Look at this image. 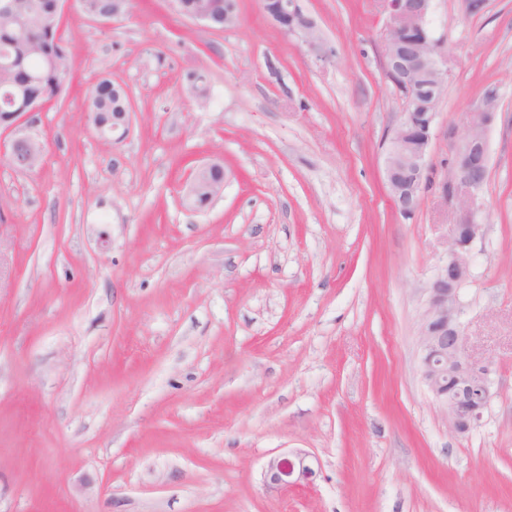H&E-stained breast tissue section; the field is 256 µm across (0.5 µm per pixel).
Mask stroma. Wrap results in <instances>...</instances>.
Instances as JSON below:
<instances>
[{
    "instance_id": "35a3bbf8",
    "label": "stroma",
    "mask_w": 512,
    "mask_h": 512,
    "mask_svg": "<svg viewBox=\"0 0 512 512\" xmlns=\"http://www.w3.org/2000/svg\"><path fill=\"white\" fill-rule=\"evenodd\" d=\"M298 5L331 56L263 0L221 31L175 0L62 11L43 164L0 155V512H512V0L433 2L448 79L408 216L384 176L405 101L380 0ZM108 76L133 109L118 142L91 117ZM488 95L467 210L440 184ZM211 163L223 191L187 208ZM464 222L481 230L460 320L492 399L457 435L421 379L419 327ZM291 452L315 479L268 490L267 461ZM83 9L85 12L98 20L114 19L123 15H126L130 11V5L132 0H116L123 2V9L117 11L112 15V1L113 0H83Z\"/></svg>"
}]
</instances>
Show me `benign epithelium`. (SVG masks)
I'll return each mask as SVG.
<instances>
[{
	"label": "benign epithelium",
	"instance_id": "7a95c632",
	"mask_svg": "<svg viewBox=\"0 0 512 512\" xmlns=\"http://www.w3.org/2000/svg\"><path fill=\"white\" fill-rule=\"evenodd\" d=\"M386 23L382 34L386 77L406 99V112L389 138L385 177L395 208L413 213L429 181L427 158L434 139L437 104L445 90L437 41L430 28L433 0H383ZM264 10L287 35L298 36L310 49L322 45L316 23L305 15L295 0H265ZM495 101L488 98L477 112L470 113L468 125L457 149L458 165L443 194L453 189L464 204L474 201V189L487 168L485 132L493 118ZM37 104H24L12 113L3 129L14 132L4 155L16 168L29 169V155L15 154L21 140H37L30 117ZM481 229L479 224H452L447 231L448 261L427 288L426 307L419 336L420 371L435 401L446 412L448 427L457 434L469 432L481 419L491 399V366L467 350L468 336L460 322L459 286L469 274V246ZM301 452L270 458L264 469V483L279 490L309 483L315 471Z\"/></svg>",
	"mask_w": 512,
	"mask_h": 512
}]
</instances>
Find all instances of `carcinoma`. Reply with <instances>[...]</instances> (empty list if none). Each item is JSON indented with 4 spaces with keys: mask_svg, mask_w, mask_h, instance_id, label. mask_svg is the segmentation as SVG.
<instances>
[{
    "mask_svg": "<svg viewBox=\"0 0 512 512\" xmlns=\"http://www.w3.org/2000/svg\"><path fill=\"white\" fill-rule=\"evenodd\" d=\"M181 10L202 9L209 26L224 28V0H180ZM85 12L98 20L112 18V0H84ZM68 70L52 0H13L12 10L0 13V123L25 100L44 102L61 94ZM108 92H91L93 124L113 134L112 114L130 111L123 87L103 79Z\"/></svg>",
    "mask_w": 512,
    "mask_h": 512,
    "instance_id": "carcinoma-1",
    "label": "carcinoma"
}]
</instances>
